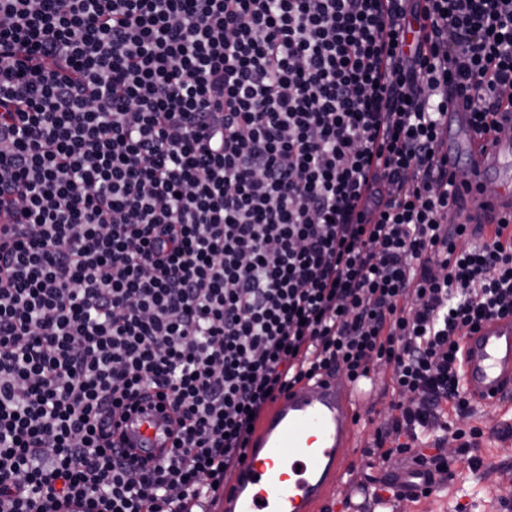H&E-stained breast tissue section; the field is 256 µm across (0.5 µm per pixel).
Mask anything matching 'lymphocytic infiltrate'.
Segmentation results:
<instances>
[{"label": "lymphocytic infiltrate", "instance_id": "1", "mask_svg": "<svg viewBox=\"0 0 512 512\" xmlns=\"http://www.w3.org/2000/svg\"><path fill=\"white\" fill-rule=\"evenodd\" d=\"M452 88L512 110V0H0V512H212L252 416L381 365L376 458L447 480L512 318V223L449 225ZM128 436L140 457L154 464L163 459L171 445L163 418L155 413L141 415L128 425Z\"/></svg>", "mask_w": 512, "mask_h": 512}]
</instances>
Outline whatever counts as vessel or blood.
<instances>
[{
	"mask_svg": "<svg viewBox=\"0 0 512 512\" xmlns=\"http://www.w3.org/2000/svg\"><path fill=\"white\" fill-rule=\"evenodd\" d=\"M472 107L465 96L448 100V137L442 151L449 171L465 170L458 183V221L493 224L512 219V113L499 115V129L477 137ZM463 383L485 408L512 404V320H491L463 344ZM367 392L343 376H324L294 387L272 403L251 437L224 512H326L344 470L343 449L358 448L355 416ZM140 457L155 463L171 445L163 418L141 415L128 425ZM426 469L414 464L397 472L380 471L377 481L353 484L342 512H385L393 497L420 496L429 486Z\"/></svg>",
	"mask_w": 512,
	"mask_h": 512,
	"instance_id": "vessel-or-blood-1",
	"label": "vessel or blood"
}]
</instances>
